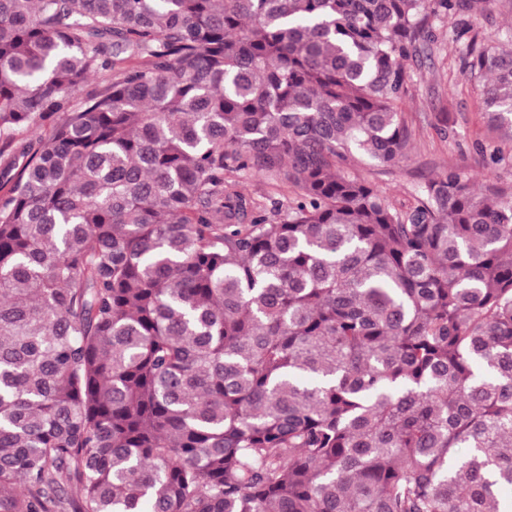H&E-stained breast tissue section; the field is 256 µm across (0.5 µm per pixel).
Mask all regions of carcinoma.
Listing matches in <instances>:
<instances>
[{
  "label": "carcinoma",
  "mask_w": 512,
  "mask_h": 512,
  "mask_svg": "<svg viewBox=\"0 0 512 512\" xmlns=\"http://www.w3.org/2000/svg\"><path fill=\"white\" fill-rule=\"evenodd\" d=\"M491 2L0 0V512H506L512 200L351 171Z\"/></svg>",
  "instance_id": "obj_1"
}]
</instances>
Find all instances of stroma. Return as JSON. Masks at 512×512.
Returning a JSON list of instances; mask_svg holds the SVG:
<instances>
[{
  "label": "stroma",
  "instance_id": "stroma-1",
  "mask_svg": "<svg viewBox=\"0 0 512 512\" xmlns=\"http://www.w3.org/2000/svg\"><path fill=\"white\" fill-rule=\"evenodd\" d=\"M431 55L410 63L413 83L400 108L411 130L406 157L395 167L362 164L358 173L396 207L414 203L427 180L455 168L482 196L512 189V139L490 129L482 112L484 85L460 72L463 42L438 30ZM506 157L496 165L493 151Z\"/></svg>",
  "mask_w": 512,
  "mask_h": 512
}]
</instances>
